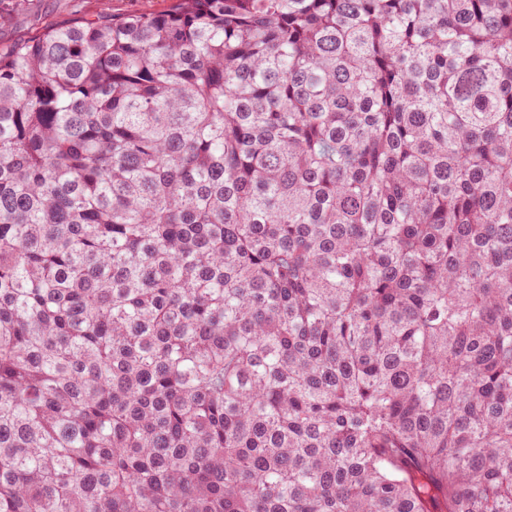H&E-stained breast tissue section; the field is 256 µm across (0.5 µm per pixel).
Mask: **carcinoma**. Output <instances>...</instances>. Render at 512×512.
Wrapping results in <instances>:
<instances>
[{
  "label": "carcinoma",
  "instance_id": "carcinoma-1",
  "mask_svg": "<svg viewBox=\"0 0 512 512\" xmlns=\"http://www.w3.org/2000/svg\"><path fill=\"white\" fill-rule=\"evenodd\" d=\"M0 512H512V0L0 54Z\"/></svg>",
  "mask_w": 512,
  "mask_h": 512
}]
</instances>
